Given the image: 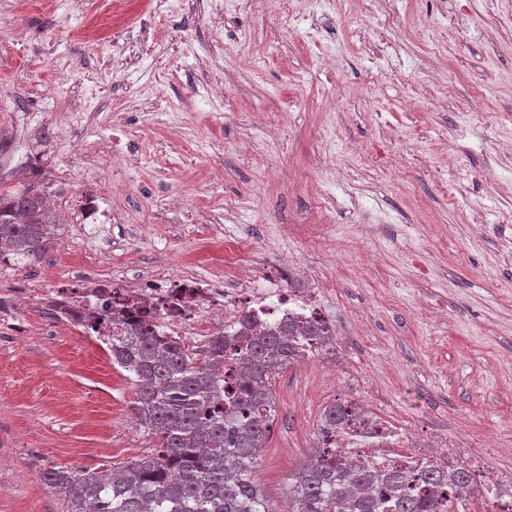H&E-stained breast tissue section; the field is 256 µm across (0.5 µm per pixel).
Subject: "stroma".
<instances>
[{
  "label": "stroma",
  "mask_w": 512,
  "mask_h": 512,
  "mask_svg": "<svg viewBox=\"0 0 512 512\" xmlns=\"http://www.w3.org/2000/svg\"><path fill=\"white\" fill-rule=\"evenodd\" d=\"M0 0V187L97 196L113 270L304 265L342 340L271 380L253 478L274 508L345 396L417 440L494 437L512 472V0ZM110 42L76 39L86 17ZM70 114L58 128L56 112ZM113 166L111 182L96 176ZM154 228L141 235L142 225ZM70 230L0 284L96 281ZM0 325V512H67L45 468L150 453L97 337L25 311Z\"/></svg>",
  "instance_id": "stroma-1"
}]
</instances>
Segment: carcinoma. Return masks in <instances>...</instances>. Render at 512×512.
<instances>
[{
    "instance_id": "1",
    "label": "carcinoma",
    "mask_w": 512,
    "mask_h": 512,
    "mask_svg": "<svg viewBox=\"0 0 512 512\" xmlns=\"http://www.w3.org/2000/svg\"><path fill=\"white\" fill-rule=\"evenodd\" d=\"M59 224L46 193L33 187L0 189V248L12 260L34 264L51 246ZM239 344L210 342V355L196 359L175 340L158 337L143 315L112 337V363L135 386L139 425L157 438L154 452L103 471L48 468L45 484L67 498L69 512H278L250 475L273 423L271 378L304 353L296 337L315 339L314 324L288 323L270 331L241 316ZM240 368L224 381V361ZM324 423H367L358 407L332 404ZM314 460L288 484L285 512H458L473 489L467 467L429 461L418 472H377L355 466L336 449L317 446Z\"/></svg>"
}]
</instances>
